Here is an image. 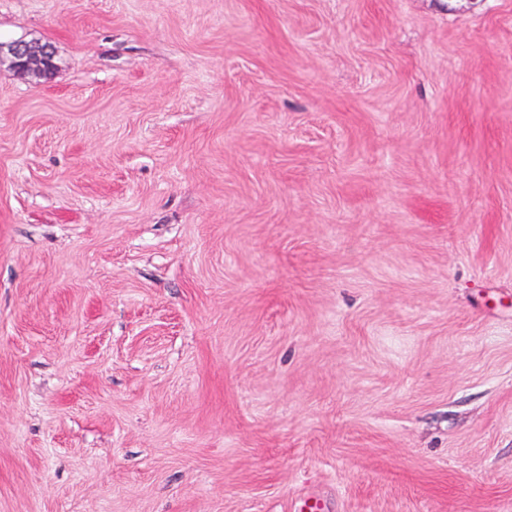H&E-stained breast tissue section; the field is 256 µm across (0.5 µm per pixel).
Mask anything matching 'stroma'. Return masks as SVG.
<instances>
[{"mask_svg": "<svg viewBox=\"0 0 512 512\" xmlns=\"http://www.w3.org/2000/svg\"><path fill=\"white\" fill-rule=\"evenodd\" d=\"M0 512H512V0H0ZM1 60L7 59L11 68L19 75L46 76L54 69V51L37 43L21 41L0 43Z\"/></svg>", "mask_w": 512, "mask_h": 512, "instance_id": "obj_1", "label": "stroma"}]
</instances>
